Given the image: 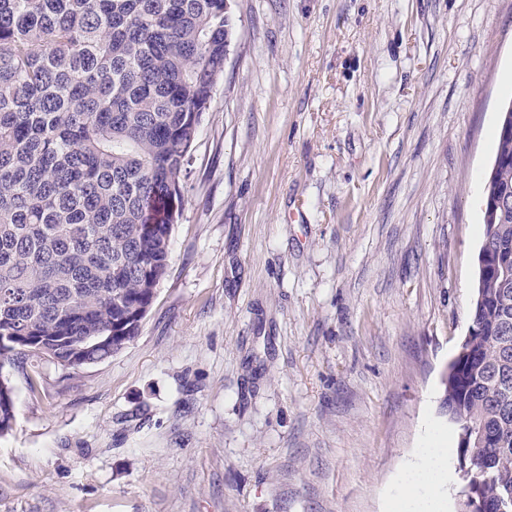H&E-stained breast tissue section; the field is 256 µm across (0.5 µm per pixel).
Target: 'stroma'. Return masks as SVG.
<instances>
[{
	"label": "stroma",
	"mask_w": 512,
	"mask_h": 512,
	"mask_svg": "<svg viewBox=\"0 0 512 512\" xmlns=\"http://www.w3.org/2000/svg\"><path fill=\"white\" fill-rule=\"evenodd\" d=\"M139 336L12 369L0 512H395L442 448L512 0H232ZM41 384L32 396L29 378Z\"/></svg>",
	"instance_id": "1"
}]
</instances>
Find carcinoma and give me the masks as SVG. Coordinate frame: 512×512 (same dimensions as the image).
<instances>
[{"mask_svg":"<svg viewBox=\"0 0 512 512\" xmlns=\"http://www.w3.org/2000/svg\"><path fill=\"white\" fill-rule=\"evenodd\" d=\"M224 0H0V437L10 368L102 362L139 335L165 280L185 165L232 41ZM512 131L482 201L472 335L444 405L472 490L512 487Z\"/></svg>","mask_w":512,"mask_h":512,"instance_id":"cac0c4a2","label":"carcinoma"}]
</instances>
